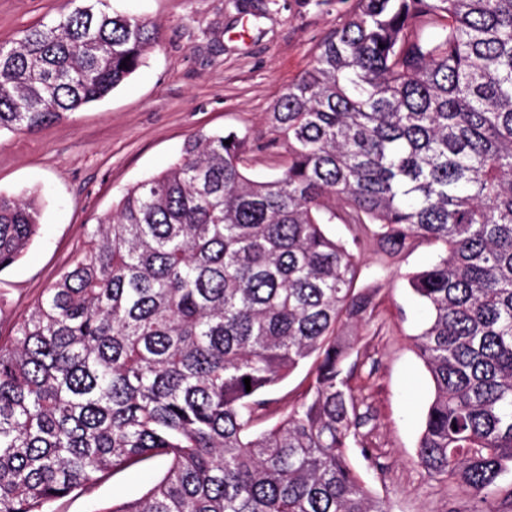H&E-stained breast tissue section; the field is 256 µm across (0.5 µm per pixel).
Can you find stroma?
Instances as JSON below:
<instances>
[{"label": "stroma", "instance_id": "35a3bbf8", "mask_svg": "<svg viewBox=\"0 0 512 512\" xmlns=\"http://www.w3.org/2000/svg\"><path fill=\"white\" fill-rule=\"evenodd\" d=\"M153 20L163 40L121 87L70 118L0 135V192L37 195L41 230L25 256L0 272V336L72 260L88 230L123 189L176 160L200 131L266 132L265 112L311 63L324 36L354 0H111ZM72 0H0V45L72 10ZM421 244L390 258L360 257V285L377 287V309L356 342L352 384L372 416L370 457L353 452L366 483L392 512H470L456 485L428 477L416 445L431 386L414 336L426 317L406 276L433 262ZM162 470L154 462L116 474L90 493L58 501L56 512H100L141 495Z\"/></svg>", "mask_w": 512, "mask_h": 512}]
</instances>
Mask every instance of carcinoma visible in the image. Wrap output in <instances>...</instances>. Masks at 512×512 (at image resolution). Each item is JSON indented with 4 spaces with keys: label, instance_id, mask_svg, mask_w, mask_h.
Segmentation results:
<instances>
[{
    "label": "carcinoma",
    "instance_id": "obj_1",
    "mask_svg": "<svg viewBox=\"0 0 512 512\" xmlns=\"http://www.w3.org/2000/svg\"><path fill=\"white\" fill-rule=\"evenodd\" d=\"M161 40L110 0L25 30L0 45V134L106 97ZM266 122L261 146L197 133L127 187L0 341V512L156 459L101 512H391L351 460L368 416L347 362L377 298L354 250L374 241L439 247L408 275L430 312L419 466L472 512L512 506V0H355ZM260 147L288 153L272 178L246 174ZM40 217L0 193V272ZM309 360L298 399L270 397Z\"/></svg>",
    "mask_w": 512,
    "mask_h": 512
}]
</instances>
